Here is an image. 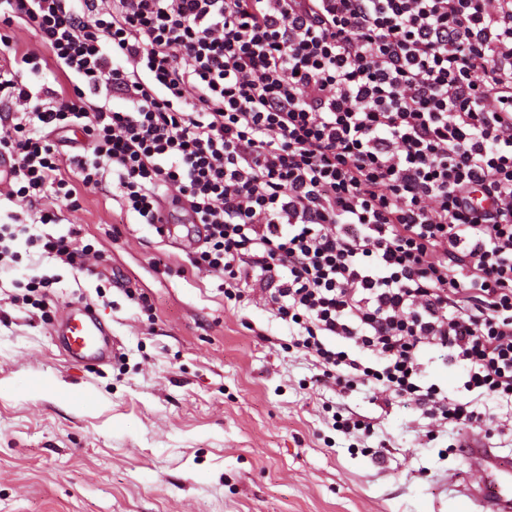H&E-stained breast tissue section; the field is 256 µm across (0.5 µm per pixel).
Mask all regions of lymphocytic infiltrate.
I'll return each instance as SVG.
<instances>
[{
	"instance_id": "lymphocytic-infiltrate-1",
	"label": "lymphocytic infiltrate",
	"mask_w": 512,
	"mask_h": 512,
	"mask_svg": "<svg viewBox=\"0 0 512 512\" xmlns=\"http://www.w3.org/2000/svg\"><path fill=\"white\" fill-rule=\"evenodd\" d=\"M19 24L41 48L0 58V152L40 208L0 224V268L21 236L83 266L78 231L28 227L110 172L140 223L165 202L204 226L194 265L260 287L317 381L459 432L472 397L512 404V0H0L1 45ZM427 348L466 397L421 385Z\"/></svg>"
}]
</instances>
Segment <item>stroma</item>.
Returning a JSON list of instances; mask_svg holds the SVG:
<instances>
[{"mask_svg": "<svg viewBox=\"0 0 512 512\" xmlns=\"http://www.w3.org/2000/svg\"><path fill=\"white\" fill-rule=\"evenodd\" d=\"M116 195L105 177L60 223L31 228L79 230L91 272L22 241L0 270V384L57 387L0 394V512H469L452 429L316 382L260 291L227 300L223 276L192 268ZM40 277L52 286L29 291ZM77 301L112 328L107 365L73 362L54 335ZM343 408L371 432L333 430Z\"/></svg>", "mask_w": 512, "mask_h": 512, "instance_id": "1", "label": "stroma"}]
</instances>
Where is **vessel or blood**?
<instances>
[{
  "label": "vessel or blood",
  "instance_id": "b4317fda",
  "mask_svg": "<svg viewBox=\"0 0 512 512\" xmlns=\"http://www.w3.org/2000/svg\"><path fill=\"white\" fill-rule=\"evenodd\" d=\"M57 335L72 359L95 366L109 358L108 333L89 306H66ZM461 457L466 471L480 477L477 484L464 491L474 512H512V457L503 455L474 432L465 434Z\"/></svg>",
  "mask_w": 512,
  "mask_h": 512
}]
</instances>
